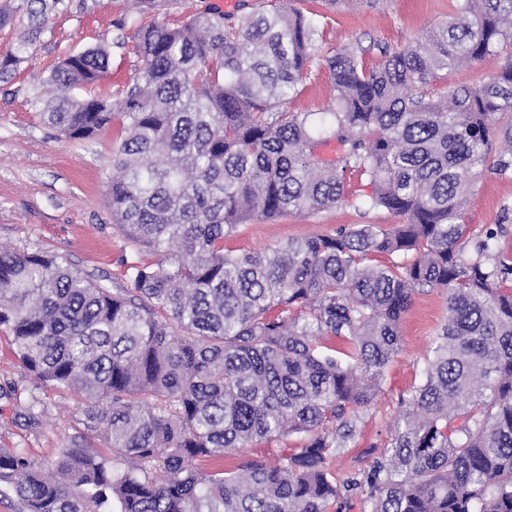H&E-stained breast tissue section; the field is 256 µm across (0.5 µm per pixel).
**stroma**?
<instances>
[{"mask_svg":"<svg viewBox=\"0 0 512 512\" xmlns=\"http://www.w3.org/2000/svg\"><path fill=\"white\" fill-rule=\"evenodd\" d=\"M301 8L323 27L314 65L289 107L298 112H324L334 106L335 92L326 59L341 47L362 49L367 63H377L381 48L400 49L455 15V0H356L350 8H332L326 0H301ZM127 13L140 21L165 20L162 10L142 11L138 0H86L71 14L54 17L51 31L32 59L9 83H0V247L20 253L47 252L113 288L126 284V264L137 258L112 216L107 185L113 176L112 146L123 134L114 121L103 134L74 140L44 124L29 95L64 53L106 43L111 45L110 76L103 88L115 93L138 66L132 47L116 48L112 21ZM350 201L318 214L300 213L238 225L225 239L240 252H266L291 238L334 233L348 224H378L388 229L401 218L369 208L367 179L351 177ZM512 204V176L483 174L465 204L461 220L478 231L497 223L503 203ZM448 316L447 294L434 289L415 293L400 326L399 351L389 364L385 382L365 412L354 444L330 459L336 477L368 468L391 441L392 425L402 397L420 384L425 357L437 329ZM44 406L37 427L22 415L31 391ZM79 397L66 388L41 386L16 357L11 336L0 330V446L24 448L38 459L55 455L83 434L78 421Z\"/></svg>","mask_w":512,"mask_h":512,"instance_id":"35a3bbf8","label":"stroma"}]
</instances>
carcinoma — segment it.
<instances>
[{
    "label": "carcinoma",
    "mask_w": 512,
    "mask_h": 512,
    "mask_svg": "<svg viewBox=\"0 0 512 512\" xmlns=\"http://www.w3.org/2000/svg\"><path fill=\"white\" fill-rule=\"evenodd\" d=\"M72 6L0 0V29L22 31L0 52V82ZM114 28L140 59L117 97L97 91L100 43L67 54L30 101L72 139L122 121L112 215L162 259L127 263V286L111 289L57 255L0 251V329L41 384L81 394L79 421L108 448L73 439L41 462L0 447V496L20 512H349L355 500L512 512V256L497 249L512 206L472 239L461 222L485 171L512 176V0H457L447 26L375 64L340 48L328 122L288 109L323 36L288 0ZM493 52L505 58L490 81L433 99L434 82ZM330 143L335 157H321ZM348 174L403 223L224 247L255 217L335 207ZM428 288L447 291L448 317L423 381L401 398L390 446L340 480L329 459L355 438ZM293 435L300 446L273 465L239 454Z\"/></svg>",
    "instance_id": "1"
}]
</instances>
